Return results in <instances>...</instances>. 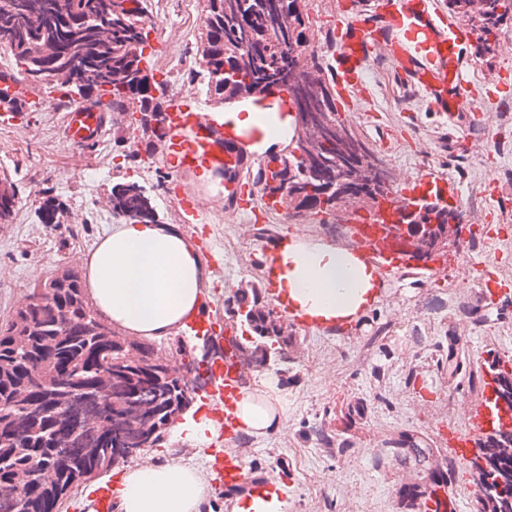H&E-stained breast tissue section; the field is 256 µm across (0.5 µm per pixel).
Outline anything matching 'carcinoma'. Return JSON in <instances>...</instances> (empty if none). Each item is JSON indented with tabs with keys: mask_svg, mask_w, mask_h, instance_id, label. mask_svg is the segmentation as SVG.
Segmentation results:
<instances>
[{
	"mask_svg": "<svg viewBox=\"0 0 512 512\" xmlns=\"http://www.w3.org/2000/svg\"><path fill=\"white\" fill-rule=\"evenodd\" d=\"M471 2L448 0V11L465 18L478 33V55H491L498 34L512 27V0H487L479 10ZM136 3L137 12L131 13L114 0H0V43L13 45L8 51L13 71H1L0 80L22 81L39 92L56 91L70 104L81 100L102 112H115V142L138 137L153 146L166 82L155 79L153 53L148 51L155 26L150 0ZM202 14L197 55L207 93L217 104L264 94L272 65L280 62L284 70L293 65L285 51L290 45L306 68L324 73L323 58L310 45L306 0H202ZM226 64L234 68L235 77L224 75ZM63 69L77 74L78 83L70 89L54 81ZM298 91L315 117L327 116L322 162L309 168L286 154L276 155L253 171L241 153L236 164L224 168V180L250 174L253 183L297 216L322 211L308 187L331 170L340 175L334 193L338 208L356 188L368 209L386 199L392 182L386 164L354 135L339 112H323L336 106L327 78ZM111 200L112 214L124 220L158 222L155 199L136 181L113 185ZM17 205L14 182L0 177V224L11 222ZM64 211L61 202L47 198L40 217L58 224ZM450 220L448 209L428 208L419 220L422 237L448 235ZM48 283L52 289L46 301H28L0 325V512H55L80 484L126 462L127 441L150 437L152 444H162L163 425L188 408L194 393L184 377L151 363L154 358H188L192 348L186 343L178 340L162 352L116 332L89 303L79 275L71 269ZM61 308L72 315L67 330L56 325ZM227 313L248 332L236 338L235 348L247 354L251 366L265 369L288 362L295 336L274 309L261 303L257 286L237 289ZM103 354L122 367L113 371L103 366ZM66 367L100 395L69 401L67 421L40 403L43 391L55 385L56 374ZM104 405L113 414L110 426L93 423ZM80 420L90 422L81 438L66 440L60 448L52 444L51 436L65 434L68 422ZM508 447L512 428H500L482 450L490 460L483 481L489 512H497L502 502L499 478L512 475V457L502 458L494 449ZM36 464L52 466L56 483L32 480L17 486L16 473Z\"/></svg>",
	"mask_w": 512,
	"mask_h": 512,
	"instance_id": "carcinoma-1",
	"label": "carcinoma"
}]
</instances>
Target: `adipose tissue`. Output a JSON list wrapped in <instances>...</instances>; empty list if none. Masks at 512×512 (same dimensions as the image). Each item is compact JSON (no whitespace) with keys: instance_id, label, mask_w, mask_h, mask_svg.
<instances>
[{"instance_id":"obj_1","label":"adipose tissue","mask_w":512,"mask_h":512,"mask_svg":"<svg viewBox=\"0 0 512 512\" xmlns=\"http://www.w3.org/2000/svg\"><path fill=\"white\" fill-rule=\"evenodd\" d=\"M259 155L288 144L291 117L241 106L225 113ZM283 291L311 316L347 315L366 301L369 276L353 256L319 238H294L281 256ZM85 294L113 328L157 340L177 334L203 308L212 286L204 258L173 224L118 221L82 258ZM242 431L263 437L283 429L286 412L268 383L245 390ZM118 512H204L213 490L197 467L169 457L126 466L112 489Z\"/></svg>"}]
</instances>
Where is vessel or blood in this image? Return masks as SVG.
<instances>
[{
    "instance_id": "1",
    "label": "vessel or blood",
    "mask_w": 512,
    "mask_h": 512,
    "mask_svg": "<svg viewBox=\"0 0 512 512\" xmlns=\"http://www.w3.org/2000/svg\"><path fill=\"white\" fill-rule=\"evenodd\" d=\"M334 34L340 54L328 74L344 111H369L370 101L360 98L359 93L365 87L371 57L381 56L395 63L402 79L413 80L423 91L428 109L447 116L450 125L476 120L484 129L492 128L493 115L483 110L480 93L468 79L471 28L465 20L447 12L441 0H380L378 9L371 13L342 12L337 16ZM160 128L159 143L167 158L178 170L201 182L222 172L225 164L234 160L236 149L245 147L247 142L235 125L216 119L208 104L195 96L171 97ZM67 130V137L76 148L99 137L98 110L88 106L71 108ZM175 196L182 221L197 223L200 199L181 188ZM447 199L445 183L430 174L401 176L382 210L363 208L337 216V223L345 229L340 244L371 272L373 293H380L391 280L401 276L415 274L430 280L442 270L441 259L436 255L423 265H416L402 236L392 233L389 226L398 221L401 213L421 205H440ZM261 264L263 282L286 321L340 333L357 326L360 316L356 313L330 319L296 315L281 292L280 267L274 251L264 252ZM471 271L480 284L483 305H493L512 293V283L490 272L486 263H472ZM221 331L217 320L201 311L185 321L182 333L216 337ZM249 372L245 353L231 349L202 371L207 386L200 393V409L219 425L225 444L237 438V408ZM209 466L218 486L232 491L243 489L251 497L270 499L264 482L250 478L244 460L226 453L223 447L212 448Z\"/></svg>"
}]
</instances>
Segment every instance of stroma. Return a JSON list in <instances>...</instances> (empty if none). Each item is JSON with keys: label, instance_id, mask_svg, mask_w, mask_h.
Wrapping results in <instances>:
<instances>
[{"label": "stroma", "instance_id": "stroma-1", "mask_svg": "<svg viewBox=\"0 0 512 512\" xmlns=\"http://www.w3.org/2000/svg\"><path fill=\"white\" fill-rule=\"evenodd\" d=\"M340 5L357 7L355 0H309L310 42L327 62L336 51L326 27ZM151 10L157 79L166 81L171 95L205 94L196 57L200 13L183 18L182 0H151ZM172 56L181 58L180 72L165 69ZM473 62L469 80L495 96L501 112L490 135L477 125L449 130L447 119L427 110L422 90L397 81L388 59L372 61L380 85L367 89L372 109L359 113L351 126L384 156L392 174L432 170L463 198L483 191L492 178L512 190V122L506 120L512 115V74L498 77L500 69L512 71V58L477 55ZM66 125L56 92L42 94L38 110L24 113L18 123H0V171L15 183L20 199L12 223L0 224V321L26 303L29 282L64 269L81 271L82 255L117 221L105 199L123 181L150 191L160 220L178 225L195 244L209 236L221 252V262L208 265L213 288L207 305L218 319L231 290L261 285L258 260L273 236L333 238L334 227L282 208L267 213L276 226L271 233L247 225L241 210L219 213L206 202L198 223H182L175 185L198 194L207 193V186L176 172L161 150L114 143L108 122L83 150L98 168L74 172L53 166L55 156L75 153ZM48 196L66 205L60 223L40 220L39 207ZM495 206L488 198L479 209H461L440 276L392 281L352 334L293 327L297 341L288 364L279 371H250L248 385L269 382L287 421L282 432L244 437L229 449L244 458L251 475L276 485L289 476L288 512H422L421 500L403 492L410 485L419 486L424 497L446 499L450 512H480L469 461L486 433L475 421L490 395V367L512 371V300L483 308L479 283L469 273L471 262L481 261L512 281V237L487 240L486 226L474 222L476 211ZM457 431L471 440L462 452L449 442ZM403 433L419 448L432 449V457L408 451L399 460L378 463L380 450L394 447ZM434 468L445 472L444 483L430 480Z\"/></svg>", "mask_w": 512, "mask_h": 512}]
</instances>
